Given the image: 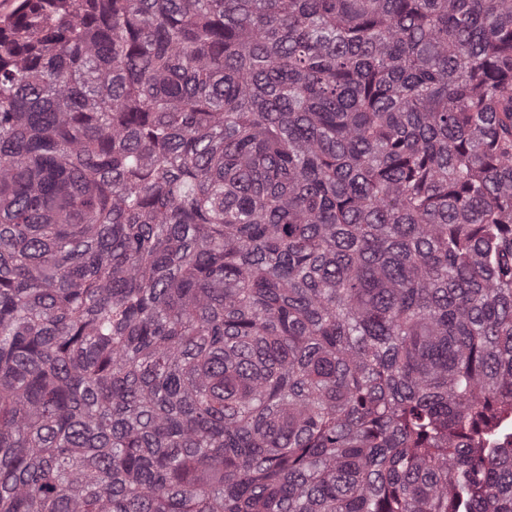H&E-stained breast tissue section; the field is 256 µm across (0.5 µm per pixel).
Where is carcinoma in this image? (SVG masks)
<instances>
[{
  "mask_svg": "<svg viewBox=\"0 0 512 512\" xmlns=\"http://www.w3.org/2000/svg\"><path fill=\"white\" fill-rule=\"evenodd\" d=\"M512 0L0 16V512H512Z\"/></svg>",
  "mask_w": 512,
  "mask_h": 512,
  "instance_id": "carcinoma-1",
  "label": "carcinoma"
}]
</instances>
